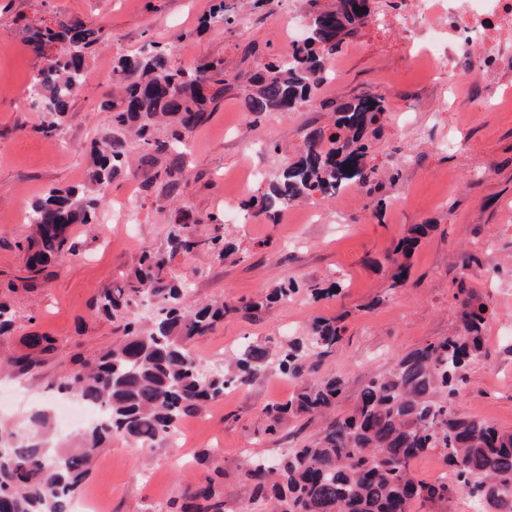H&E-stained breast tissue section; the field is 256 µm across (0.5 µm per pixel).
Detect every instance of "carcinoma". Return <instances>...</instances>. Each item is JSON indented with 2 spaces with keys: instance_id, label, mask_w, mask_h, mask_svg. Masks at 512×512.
I'll list each match as a JSON object with an SVG mask.
<instances>
[{
  "instance_id": "obj_1",
  "label": "carcinoma",
  "mask_w": 512,
  "mask_h": 512,
  "mask_svg": "<svg viewBox=\"0 0 512 512\" xmlns=\"http://www.w3.org/2000/svg\"><path fill=\"white\" fill-rule=\"evenodd\" d=\"M371 10L370 0H338L335 9L311 15L288 60L265 63L250 77L255 89L244 98L245 112L259 117L295 111L309 102L328 79L340 42L357 32ZM233 23L222 2L208 20L219 31ZM27 41L43 59L31 86L43 112L50 115L42 132L55 136L64 130L98 36L72 24L57 31L31 28ZM228 82L223 62L186 66L158 43L138 56L115 61L112 84L118 94L104 102L111 126L94 143L88 183L51 189L30 206L29 223L36 229L24 245L30 279L42 275L57 256L75 254L72 226L96 223L119 174L141 177L147 190L158 183L167 198L179 197L189 153L186 143L209 120V107L224 97ZM335 112L332 126L315 128L306 136L303 155L281 158L274 178L247 208L272 218L291 202L331 198L352 184L383 185L377 168L367 165V156L369 137H377L382 128L384 100L365 93L340 102ZM129 135L143 147L136 166L128 156ZM195 224V219H184L171 225L165 248L144 251L139 266L94 302L97 312L117 323L118 344L50 384L61 399L75 396L85 404L106 407V418L87 428L83 447H53L46 410L32 413L24 430L0 426V512H72L74 496L104 441L120 438L153 447L185 417L224 396L227 384L247 386L267 374L273 360L262 344L241 346L211 370L190 347L224 317L258 306L253 301H222L192 312L181 308L183 286L169 273L170 259L199 250L223 258L233 248L223 234L198 235ZM427 229L426 224L416 225L387 255L393 266L392 287L404 283L406 260ZM297 292L298 285L284 282L265 296V302L285 301ZM146 296L156 302L147 317L137 312ZM487 316V306L466 294L454 334L398 357L387 373L361 389L352 411L330 422L319 437L276 459L250 462L246 476L251 501H271L272 512H410L417 500L438 508L464 490L482 506L480 512H512V431L453 409L462 371L483 350ZM342 333L338 321L316 318L303 336L280 347L275 360L279 372L302 381L303 387L287 402L266 408L269 433H277L290 414H322L335 407L343 380L322 374L321 367ZM25 347V353L7 360L21 374L36 369L41 356L53 351V339L31 334L25 337ZM429 453L440 456L455 481L416 478L413 460ZM187 499L190 505L174 502L170 512H224L212 476L189 486Z\"/></svg>"
}]
</instances>
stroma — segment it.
Instances as JSON below:
<instances>
[{"mask_svg":"<svg viewBox=\"0 0 512 512\" xmlns=\"http://www.w3.org/2000/svg\"><path fill=\"white\" fill-rule=\"evenodd\" d=\"M236 17L232 28L201 31L217 4ZM335 0H0V301L14 313V331L0 337V355L20 353L26 336H51L53 351L24 376L0 374V421L26 423L48 398V379L77 361H91L111 348L115 326L92 308L94 300L129 273L147 249L163 246L167 232L185 215L197 218L199 234L213 233L209 216L223 218V231L237 253L177 255L172 274L185 282L182 306L232 299L255 300L281 282L299 283L291 300L225 318L191 343L203 366L212 355L232 353L248 342L277 350L300 336L317 317L341 318L344 336L323 365L342 377L336 406L346 413L362 387L385 373L395 356L453 334L459 324V288L489 308L481 356L465 371L455 410L512 430V68L495 86L479 80L457 84L445 65L420 56L402 29L381 26L395 13L394 0H373L371 17L345 37L334 59L340 75L320 85L312 103L292 112H269L248 123L242 101L248 89L228 84L211 118L192 134L188 176L179 199L160 188L136 189L117 176L111 200L136 193L137 223L78 224L75 254H63L44 277L27 281L19 245L31 235L25 216L50 188L77 187L91 166L87 148L108 128L103 104L112 96V62L150 43L170 46L178 62L224 63L246 72L265 58L283 57L292 43L290 18H307ZM80 23L100 38L86 62L87 84L73 101L65 131L67 150L40 131L43 113L32 107L30 85L40 65L27 44L31 26ZM370 92L384 98L382 132L370 148V164L394 173L395 185L355 187L328 199L293 203L277 222L240 220L238 204L256 194L248 176L271 175L277 161L266 150L279 143L288 156L303 148L311 128L327 125L336 102ZM431 230L409 259L403 287L391 285L385 255L416 224ZM477 261L462 269L461 256ZM339 281V295L313 300L309 285ZM300 381L270 370L266 377L225 393L180 427L184 449L162 442L142 450L112 439L99 449L83 484L100 512H166L186 488L224 471L225 512H269L250 501L242 474L252 458H265L319 436L327 417L294 415L278 435L266 431L264 409L300 391Z\"/></svg>","mask_w":512,"mask_h":512,"instance_id":"stroma-1","label":"stroma"}]
</instances>
